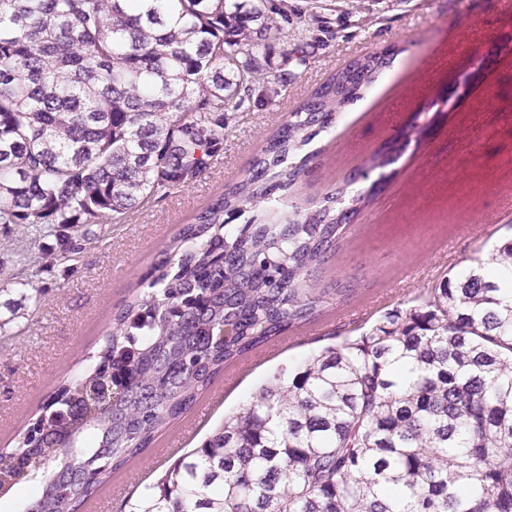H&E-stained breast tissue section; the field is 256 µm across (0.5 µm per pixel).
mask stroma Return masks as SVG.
Returning <instances> with one entry per match:
<instances>
[{"label": "stroma", "instance_id": "obj_1", "mask_svg": "<svg viewBox=\"0 0 512 512\" xmlns=\"http://www.w3.org/2000/svg\"><path fill=\"white\" fill-rule=\"evenodd\" d=\"M289 2L315 6L331 31L313 24L269 43L267 76L233 113L204 175L145 201L124 223L93 225V240L75 260L41 271L33 259L56 252L55 239L33 240L21 227L0 225V448H10L33 408L93 366L113 315L131 293L147 291L142 277L169 238L245 174L289 112L353 58L400 49L336 125L306 145L310 173L290 196L304 204L333 187H377L342 250L316 276L321 289L353 283L352 294L273 348L226 365L212 384L224 393L222 407L209 409L201 396L78 512H123L127 499L155 480L159 452L184 427L197 426L183 444L188 451L282 365L358 335L512 235V213L488 234L478 222L480 211L498 210L512 190V17L499 15L496 0ZM283 71L292 75L285 85L276 80ZM383 148L393 163L359 176L364 159Z\"/></svg>", "mask_w": 512, "mask_h": 512}]
</instances>
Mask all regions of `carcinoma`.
Segmentation results:
<instances>
[{
  "label": "carcinoma",
  "instance_id": "1",
  "mask_svg": "<svg viewBox=\"0 0 512 512\" xmlns=\"http://www.w3.org/2000/svg\"><path fill=\"white\" fill-rule=\"evenodd\" d=\"M288 0H0V224H118L207 171L258 54L306 20ZM388 47L332 73L245 175L182 225L98 360L0 448L25 512H77L252 349L314 322L313 275L371 193L286 204L300 155ZM243 224L234 220L245 213ZM512 238L365 333L283 366L128 512H512Z\"/></svg>",
  "mask_w": 512,
  "mask_h": 512
}]
</instances>
